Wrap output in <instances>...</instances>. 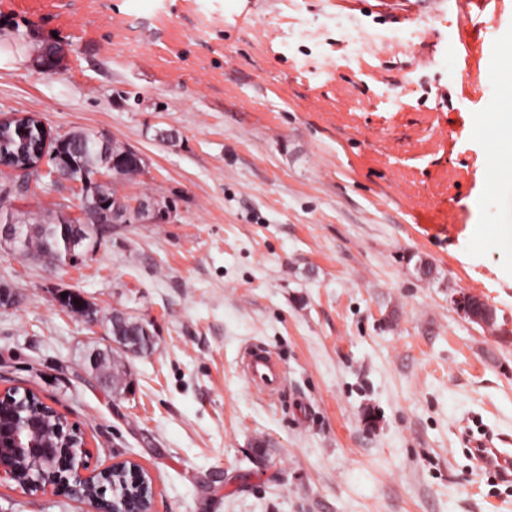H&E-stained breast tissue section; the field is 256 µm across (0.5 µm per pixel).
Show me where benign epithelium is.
<instances>
[{"label":"benign epithelium","mask_w":512,"mask_h":512,"mask_svg":"<svg viewBox=\"0 0 512 512\" xmlns=\"http://www.w3.org/2000/svg\"><path fill=\"white\" fill-rule=\"evenodd\" d=\"M35 169L48 174L55 184L84 187L85 182L43 167ZM127 209L114 211L108 224H163L171 211L160 209L151 200L130 196ZM460 315L475 321L473 297L462 292L453 298ZM17 389L0 390V483L8 481L28 494L49 489L69 495L77 501L90 502L95 512H152L155 486L151 474L138 462L119 459L97 470L90 469L91 452L81 428L43 400H34L27 389V402H15ZM129 467L131 490L120 498L106 495L100 478L114 469Z\"/></svg>","instance_id":"7a95c632"}]
</instances>
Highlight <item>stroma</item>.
I'll use <instances>...</instances> for the list:
<instances>
[{
  "label": "stroma",
  "mask_w": 512,
  "mask_h": 512,
  "mask_svg": "<svg viewBox=\"0 0 512 512\" xmlns=\"http://www.w3.org/2000/svg\"><path fill=\"white\" fill-rule=\"evenodd\" d=\"M463 0H0V115L93 129L141 152L120 185L164 224H104L80 264L0 251V387L86 435L92 467L133 458L154 512H512L466 433L512 435V194L475 123L497 111L512 0L479 30ZM415 32L365 48L336 29ZM60 47L53 70L40 55ZM172 132L160 139L159 131ZM21 212L81 211L43 177ZM430 274H423L421 264ZM84 295L98 324L62 307ZM496 309L488 329L452 304ZM147 328L124 394L83 363L108 319ZM261 344L287 381L243 376ZM0 512H93L0 485ZM247 381L268 398H275L285 382V371L278 357L260 345L248 347L242 357Z\"/></svg>",
  "instance_id": "stroma-1"
}]
</instances>
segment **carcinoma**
I'll use <instances>...</instances> for the list:
<instances>
[{"label":"carcinoma","instance_id":"obj_1","mask_svg":"<svg viewBox=\"0 0 512 512\" xmlns=\"http://www.w3.org/2000/svg\"><path fill=\"white\" fill-rule=\"evenodd\" d=\"M41 117L31 114L25 124L27 135L23 136L10 124L0 130V147L12 157L17 167H26L38 161L42 152ZM55 171L68 173L74 177H91L95 172L112 169L120 181H134L145 174L147 162L130 166L123 157L126 150L113 143L106 135L90 129L68 132L57 136L45 152ZM82 207L89 211L106 208L110 211L124 208L116 189H102L89 181L84 190ZM11 222L21 229V245L16 251L22 254H36L48 263L65 261L67 224L69 221L58 212H49L39 217L10 214ZM97 245L96 224L85 225L80 244L81 255L86 256ZM110 320L117 327L110 329L112 336H142L144 327L133 317L122 312L112 313ZM124 354L111 347L94 345L86 353L85 361L92 374H110L107 385L116 392L126 386V363Z\"/></svg>","mask_w":512,"mask_h":512}]
</instances>
